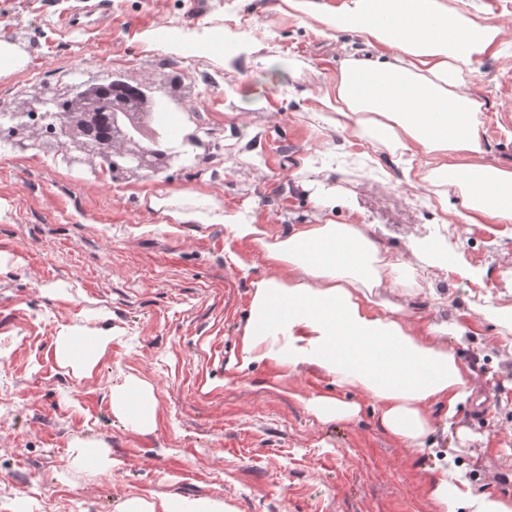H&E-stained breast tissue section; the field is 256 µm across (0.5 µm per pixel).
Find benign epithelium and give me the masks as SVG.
<instances>
[{
	"label": "benign epithelium",
	"mask_w": 512,
	"mask_h": 512,
	"mask_svg": "<svg viewBox=\"0 0 512 512\" xmlns=\"http://www.w3.org/2000/svg\"><path fill=\"white\" fill-rule=\"evenodd\" d=\"M174 99L153 80L131 82L108 74L86 86L74 83L61 91L45 86L35 110L0 104V138L24 153L44 137L69 168H87L112 182L162 173L188 162L183 148L157 149L164 132L161 114Z\"/></svg>",
	"instance_id": "1"
}]
</instances>
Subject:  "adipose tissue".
<instances>
[{"label": "adipose tissue", "mask_w": 512, "mask_h": 512, "mask_svg": "<svg viewBox=\"0 0 512 512\" xmlns=\"http://www.w3.org/2000/svg\"><path fill=\"white\" fill-rule=\"evenodd\" d=\"M288 9L365 40L366 55L348 54L321 98L336 127L427 155L424 179L440 208H447L450 190H458L466 223L512 222V171L486 162L475 131L481 103L470 91L474 65L504 37L502 25L448 8L444 0H341L333 8L319 0H288ZM146 42L183 56L227 61L250 48L245 35L222 27L157 28ZM149 205L174 224L227 225L235 238L260 248L271 272L255 284L241 368L267 362L292 371L318 369L371 396L383 429L408 448H424L432 405L453 410L470 398L472 372L448 346L449 339L464 338L465 327L413 329L400 306L386 298L397 290L413 293L439 272L476 275L448 242L423 244L416 270L381 250L363 224L329 219L294 226L279 238L191 192L154 196ZM86 337L89 352L79 348ZM111 343V328L64 326L55 337L57 360L82 379L91 376ZM110 400L113 413L131 429L154 426L157 401L146 380L127 377ZM436 467L428 487L436 512H512V499L477 489L452 455L437 458ZM118 512L227 510L223 499L212 496H131Z\"/></svg>", "instance_id": "obj_1"}]
</instances>
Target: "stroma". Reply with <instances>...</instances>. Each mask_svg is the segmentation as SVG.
<instances>
[{
    "instance_id": "1",
    "label": "stroma",
    "mask_w": 512,
    "mask_h": 512,
    "mask_svg": "<svg viewBox=\"0 0 512 512\" xmlns=\"http://www.w3.org/2000/svg\"><path fill=\"white\" fill-rule=\"evenodd\" d=\"M161 26L232 28L251 48L229 68L189 58L190 74L173 79L159 64L165 49L142 39ZM0 37L24 60L0 76L14 105L36 107L42 84L90 83L116 68L193 105L180 130H208L218 144L187 169L109 185L59 165L42 139L23 154L0 151V512H116L133 494L216 496L229 512H433L427 489L446 451L480 488L512 497V324L481 315L512 304V223H441L419 178L425 155L408 166L325 126L320 91L345 54L362 49L357 34L301 22L286 0H0ZM271 59L280 74L266 69ZM199 72L222 79L205 85ZM471 91L483 104L487 160L512 169V40L480 58ZM181 191L275 237L328 218L367 224L412 265L417 239L452 243L480 276L442 274L393 300L423 321L466 326L450 347L473 372L477 403L452 416L432 406L420 451L381 428L369 396L323 373L240 369L254 284L270 269L225 225L163 223L150 196ZM328 199L330 212L319 206ZM435 291L444 304L433 305ZM95 309L112 345L79 380L59 366L55 336ZM130 375L154 387L147 432L112 412L110 390ZM315 395L357 403L359 413L319 419L307 405ZM78 437L105 445L110 472L73 466Z\"/></svg>"
}]
</instances>
